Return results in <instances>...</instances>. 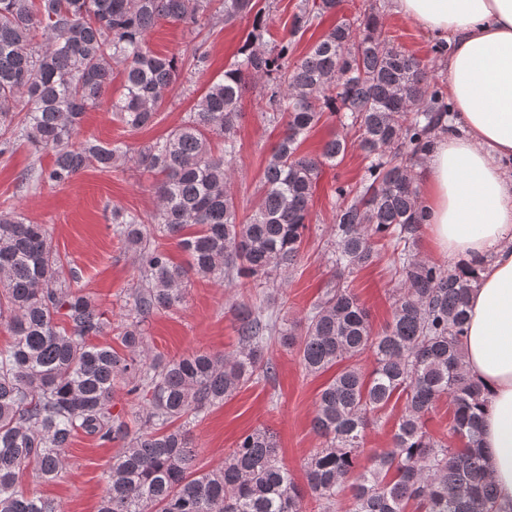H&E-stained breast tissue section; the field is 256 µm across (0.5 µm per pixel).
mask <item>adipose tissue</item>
Returning a JSON list of instances; mask_svg holds the SVG:
<instances>
[{"mask_svg": "<svg viewBox=\"0 0 512 512\" xmlns=\"http://www.w3.org/2000/svg\"><path fill=\"white\" fill-rule=\"evenodd\" d=\"M453 45L444 89L454 118L425 152L421 204L434 252L484 264L470 295L465 368L488 392L482 444L512 504V0H392Z\"/></svg>", "mask_w": 512, "mask_h": 512, "instance_id": "obj_1", "label": "adipose tissue"}]
</instances>
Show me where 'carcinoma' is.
<instances>
[{
	"mask_svg": "<svg viewBox=\"0 0 512 512\" xmlns=\"http://www.w3.org/2000/svg\"><path fill=\"white\" fill-rule=\"evenodd\" d=\"M340 3L303 4L290 34ZM250 15L243 58L210 82L166 137L137 149L79 138L85 113L119 67L125 80L111 100L113 117L130 131L155 123L184 69L178 56L149 49L147 34L159 21L199 34ZM293 49L253 0H0V155L19 143L52 151L50 167L22 177L49 187L69 184L92 160L109 173L132 162L157 176L159 201L149 216L112 211L113 233L134 248L140 278L131 322L115 327L124 355L90 343L110 325L94 298L73 286L79 276L53 248L49 225L0 209V326L12 336L0 348V512H61L54 501L25 494L20 479L57 477L80 432L126 442L98 512H300L307 495L320 512H512L498 503L487 473L476 414L483 390L464 368L461 341L477 277L413 254L423 215L409 164L448 115L441 91L422 59L380 39L372 4L290 66ZM250 74L266 80L269 121L283 122V131L253 211L240 216L226 182ZM21 100L30 104L25 112L16 110ZM327 112L351 120L370 159L363 184L336 187V274L390 250L401 279L391 321L373 332L357 295L338 281L284 328L269 306L239 304L241 343L232 352L150 359L141 325L183 305L190 274L263 288L297 265L321 168L348 151L337 134L314 156L300 151ZM212 137L223 143L219 156L211 154ZM164 239L178 240L188 264L170 259ZM274 338L296 351L307 373L336 369L311 421L320 448L306 462L304 488L264 428L243 434L224 466L207 472L191 436L190 424L212 407L273 377ZM367 353L368 373L359 364ZM118 387L146 404L143 429L131 432L113 412ZM395 397L405 398V409L390 446L364 465L366 430ZM444 397L459 448L425 428Z\"/></svg>",
	"mask_w": 512,
	"mask_h": 512,
	"instance_id": "carcinoma-1",
	"label": "carcinoma"
}]
</instances>
